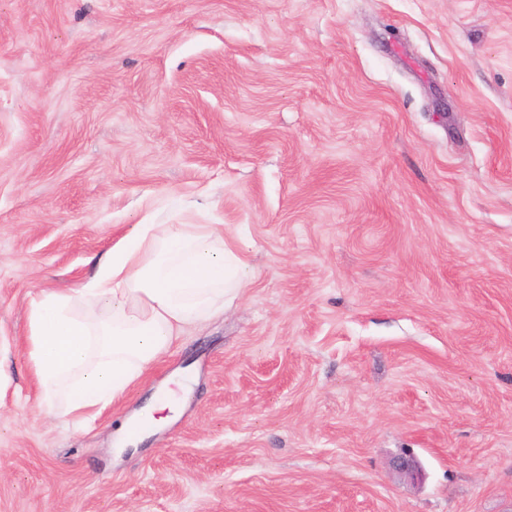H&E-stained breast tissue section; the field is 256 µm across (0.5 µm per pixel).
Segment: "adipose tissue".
I'll return each instance as SVG.
<instances>
[{"label":"adipose tissue","mask_w":512,"mask_h":512,"mask_svg":"<svg viewBox=\"0 0 512 512\" xmlns=\"http://www.w3.org/2000/svg\"><path fill=\"white\" fill-rule=\"evenodd\" d=\"M249 272L246 247L228 246L223 225H138L98 258L91 279L31 300L29 357L42 404L80 425L95 421L186 330L222 313ZM175 403L155 393L121 424L118 447L141 443Z\"/></svg>","instance_id":"obj_1"}]
</instances>
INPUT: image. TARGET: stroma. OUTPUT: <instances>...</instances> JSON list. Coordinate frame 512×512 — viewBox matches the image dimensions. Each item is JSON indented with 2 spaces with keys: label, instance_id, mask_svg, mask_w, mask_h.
Masks as SVG:
<instances>
[{
  "label": "stroma",
  "instance_id": "obj_1",
  "mask_svg": "<svg viewBox=\"0 0 512 512\" xmlns=\"http://www.w3.org/2000/svg\"><path fill=\"white\" fill-rule=\"evenodd\" d=\"M140 224L252 272L78 427L29 302ZM0 512H512V0H0ZM175 403L174 393H155L141 409L137 418H129L121 424L117 438V450L122 451L128 446H136L141 443L156 424L169 419V416L157 418L156 415L165 410L174 411ZM391 467L394 472L410 482L414 483L420 479L421 470L412 454L402 453L394 457Z\"/></svg>",
  "mask_w": 512,
  "mask_h": 512
}]
</instances>
